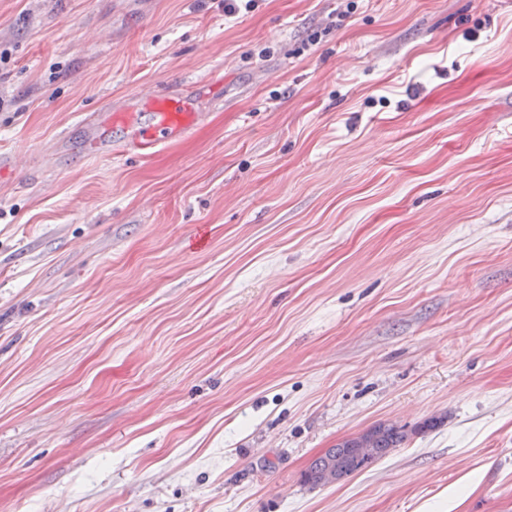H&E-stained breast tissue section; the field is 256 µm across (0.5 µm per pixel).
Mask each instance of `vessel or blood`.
I'll return each instance as SVG.
<instances>
[{
  "mask_svg": "<svg viewBox=\"0 0 512 512\" xmlns=\"http://www.w3.org/2000/svg\"><path fill=\"white\" fill-rule=\"evenodd\" d=\"M150 112L146 122L135 121L133 112L139 109ZM205 118L190 101L183 97L156 95L149 99H129L122 105H105L84 120L89 135L84 143L85 154L91 155L108 148L110 153H150L158 146L180 138Z\"/></svg>",
  "mask_w": 512,
  "mask_h": 512,
  "instance_id": "b4317fda",
  "label": "vessel or blood"
}]
</instances>
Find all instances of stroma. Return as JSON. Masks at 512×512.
<instances>
[{
  "label": "stroma",
  "instance_id": "35a3bbf8",
  "mask_svg": "<svg viewBox=\"0 0 512 512\" xmlns=\"http://www.w3.org/2000/svg\"><path fill=\"white\" fill-rule=\"evenodd\" d=\"M2 149L0 512H512V0H0ZM127 104L112 106L108 101L100 112H92L84 121V128L90 132L84 143V154L103 153V135L114 128H121L124 135L108 143L109 155L135 152L150 153L158 146L180 138L206 117L190 101L183 97L156 95L147 100L132 98ZM144 108L152 112L148 122L134 121L132 113ZM406 437L404 427L385 423L374 425L357 436L341 440L313 459L304 472L305 481L320 484L328 469L333 470L338 479L361 471L398 448Z\"/></svg>",
  "mask_w": 512,
  "mask_h": 512
}]
</instances>
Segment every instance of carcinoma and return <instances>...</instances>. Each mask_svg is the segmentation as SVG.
Segmentation results:
<instances>
[{"mask_svg": "<svg viewBox=\"0 0 512 512\" xmlns=\"http://www.w3.org/2000/svg\"><path fill=\"white\" fill-rule=\"evenodd\" d=\"M406 437L402 427L385 423L374 425L357 436L341 440L313 459L304 472L305 481L316 485L329 469L340 479L361 471L399 447Z\"/></svg>", "mask_w": 512, "mask_h": 512, "instance_id": "obj_1", "label": "carcinoma"}]
</instances>
